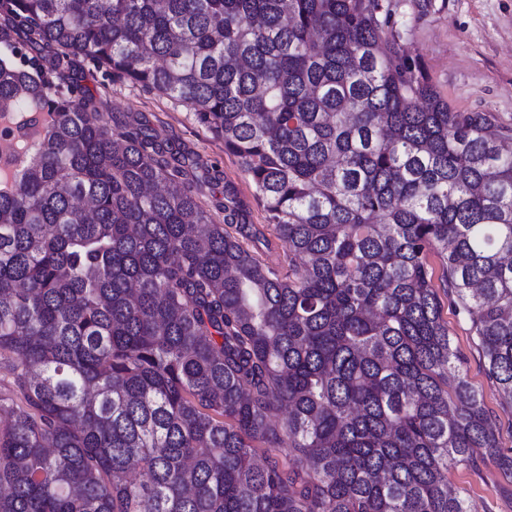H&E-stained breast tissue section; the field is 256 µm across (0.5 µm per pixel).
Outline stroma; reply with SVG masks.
I'll list each match as a JSON object with an SVG mask.
<instances>
[{"label": "stroma", "mask_w": 512, "mask_h": 512, "mask_svg": "<svg viewBox=\"0 0 512 512\" xmlns=\"http://www.w3.org/2000/svg\"><path fill=\"white\" fill-rule=\"evenodd\" d=\"M398 20L405 50L453 110L489 112L500 125L512 126V0H432L424 14L414 8L412 0H403ZM73 62L76 75L93 93L99 112L128 116L157 140L194 161L186 184L205 210H213L224 188L208 184L199 166L204 163L222 171L225 183L234 185L247 203L252 224L265 234L267 243L256 246L257 257L279 272H287L288 252L255 201L250 178L238 159L225 152L221 138L198 122L184 104L103 74L83 57H74ZM442 316L466 358L470 381L500 427L503 448H512V402L502 398L486 375L482 350L471 333L470 322L448 304ZM474 457L476 467L449 468V487L467 500L471 512H512V471L486 456L483 449H476Z\"/></svg>", "instance_id": "stroma-1"}]
</instances>
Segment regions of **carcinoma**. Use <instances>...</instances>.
Segmentation results:
<instances>
[{
	"instance_id": "1",
	"label": "carcinoma",
	"mask_w": 512,
	"mask_h": 512,
	"mask_svg": "<svg viewBox=\"0 0 512 512\" xmlns=\"http://www.w3.org/2000/svg\"><path fill=\"white\" fill-rule=\"evenodd\" d=\"M399 8L0 0V512H469L448 467L499 437L438 289L512 399V128L448 106ZM76 56L224 139L288 273L232 184L217 224L183 153L94 111Z\"/></svg>"
}]
</instances>
